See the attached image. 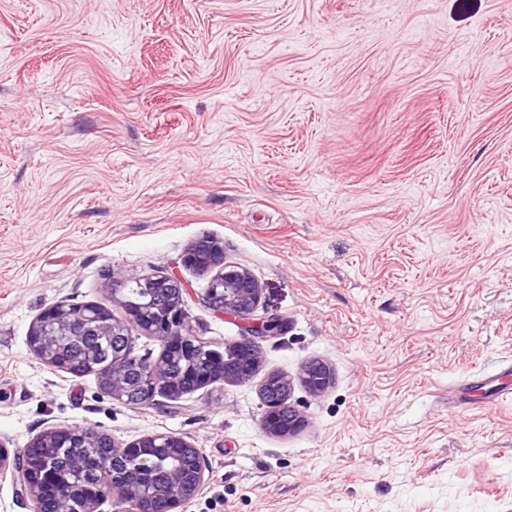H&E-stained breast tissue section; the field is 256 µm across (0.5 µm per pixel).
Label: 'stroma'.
Wrapping results in <instances>:
<instances>
[{"label": "stroma", "mask_w": 512, "mask_h": 512, "mask_svg": "<svg viewBox=\"0 0 512 512\" xmlns=\"http://www.w3.org/2000/svg\"><path fill=\"white\" fill-rule=\"evenodd\" d=\"M204 236L248 320L202 303ZM164 274L214 349L287 320L250 383L133 408L30 351L44 308L122 322ZM508 371L512 0H0V441L184 437L183 512H512V398L465 390ZM274 374L296 433L264 427ZM189 266L206 263L205 270L215 272L210 292L204 302L212 309L239 319H247L260 300V288L252 275L243 268L224 261V246L214 238H202L186 253Z\"/></svg>", "instance_id": "1"}]
</instances>
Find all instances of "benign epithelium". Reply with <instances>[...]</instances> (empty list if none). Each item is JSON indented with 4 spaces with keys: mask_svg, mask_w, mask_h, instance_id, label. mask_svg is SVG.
I'll list each match as a JSON object with an SVG mask.
<instances>
[{
    "mask_svg": "<svg viewBox=\"0 0 512 512\" xmlns=\"http://www.w3.org/2000/svg\"><path fill=\"white\" fill-rule=\"evenodd\" d=\"M184 261L189 266L205 263V269L214 272L210 282V292L204 302L212 309L235 318L245 319L251 315L260 300V288L257 281L245 269L230 265L224 261V246L214 238H202L186 253ZM186 313L182 301L175 299L171 305L159 309L148 316L137 307L127 310V321L118 322L112 318V312L103 306H86L81 309H65L60 305H51L42 310L29 331L28 346L41 360L60 369H67V363L61 353L53 349L51 336L57 328L67 324L80 323L87 326L92 334L114 336L134 326L143 334L155 337L163 345L169 356L191 358L197 353L198 338L184 332ZM285 324L281 320H270L256 328H249L246 335L236 343L235 356L231 362H224L223 354L209 356L208 363L195 368V382L198 388H204L218 382L242 385L250 382L259 364L258 342L255 337L277 336L282 334ZM140 372L152 380V387L145 389L141 404L149 405L158 388H165L169 397L179 395V387L167 380H161L163 364L145 358L137 360ZM112 385L104 387L115 401L123 402L125 392L124 372L119 362L112 364L108 371ZM330 382V374L321 365L305 369L304 384L314 393L322 392ZM266 425L279 430V412L288 410V432L299 429L303 419L300 413L283 401L265 403ZM47 449L57 448L71 443L77 447L100 449L97 471L102 484L89 485L83 489L53 481L46 468H41L43 476L34 478L30 466L26 463L24 449H11L0 441V473L13 471L18 474L25 493L32 499L50 497L57 501L79 498L82 512H100V506L111 501L122 506V510L132 512H179L185 503L200 494L205 483V471L200 467L189 472L175 473L169 483L151 493H140L142 487L129 480H121L117 467L132 460L137 469L147 470L155 465L164 454L186 452L200 455L194 444L176 435H151L137 441L119 446L106 434L82 426L58 427L36 438Z\"/></svg>",
    "mask_w": 512,
    "mask_h": 512,
    "instance_id": "1",
    "label": "benign epithelium"
}]
</instances>
